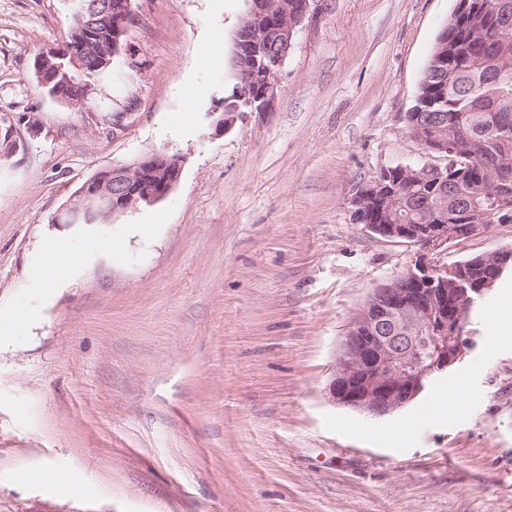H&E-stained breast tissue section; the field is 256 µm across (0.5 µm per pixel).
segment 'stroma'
I'll return each instance as SVG.
<instances>
[{"label": "stroma", "instance_id": "35a3bbf8", "mask_svg": "<svg viewBox=\"0 0 512 512\" xmlns=\"http://www.w3.org/2000/svg\"><path fill=\"white\" fill-rule=\"evenodd\" d=\"M456 5L313 0L274 109L219 134L245 0H133L80 107L33 76L66 0H0V128L25 142L0 157V512H512V330L489 333L511 272L475 303L464 358L405 408L373 417L329 391L356 313L414 253L353 223L350 200L420 161L402 116ZM155 152L182 161L163 201L54 223L85 180ZM55 239L71 274L35 287ZM510 245L494 224L447 259Z\"/></svg>", "mask_w": 512, "mask_h": 512}]
</instances>
